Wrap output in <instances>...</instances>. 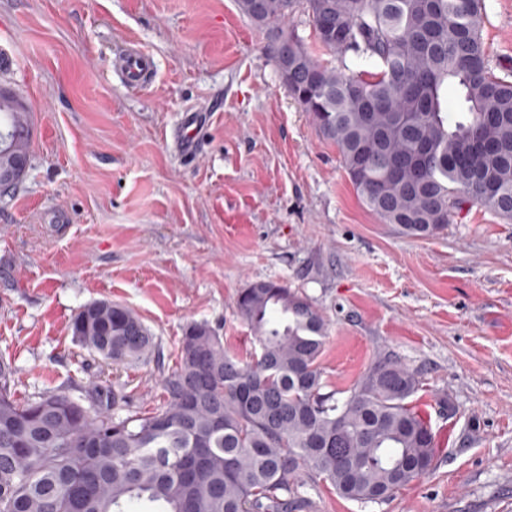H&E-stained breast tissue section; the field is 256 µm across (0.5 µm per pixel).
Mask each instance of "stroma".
Instances as JSON below:
<instances>
[{"mask_svg":"<svg viewBox=\"0 0 512 512\" xmlns=\"http://www.w3.org/2000/svg\"><path fill=\"white\" fill-rule=\"evenodd\" d=\"M482 8L489 64L512 81V0ZM268 43L235 0H0V54L14 55L0 86L33 128L29 167L0 196V357L16 395L102 379L151 412L184 327L209 323L246 358L237 296L276 282L324 317L329 386L350 387L384 352L419 370L439 446L385 502L308 482L311 512H512V221L467 204L428 237L384 223ZM127 44L153 58L146 87L112 67ZM193 108L207 119L187 159L176 138ZM106 298L142 319L159 360L114 366L75 342L74 313Z\"/></svg>","mask_w":512,"mask_h":512,"instance_id":"stroma-1","label":"stroma"}]
</instances>
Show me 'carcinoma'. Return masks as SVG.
I'll list each match as a JSON object with an SVG mask.
<instances>
[{
  "label": "carcinoma",
  "mask_w": 512,
  "mask_h": 512,
  "mask_svg": "<svg viewBox=\"0 0 512 512\" xmlns=\"http://www.w3.org/2000/svg\"><path fill=\"white\" fill-rule=\"evenodd\" d=\"M305 4L322 65L284 27ZM271 34L281 77L336 144L364 204L411 236L443 230L476 203L512 220V81L494 75L480 0H237ZM27 105L0 93V195L30 158ZM258 350L224 351L204 322L186 326L178 360L148 415L105 381L75 399L19 400L0 361V512H297L303 477L349 500L383 502L426 474L438 448L410 402L418 370L378 354L347 390L328 389L320 359L325 322L304 296L255 282L236 300ZM77 342L113 364L146 362L153 336L109 299L80 307Z\"/></svg>",
  "instance_id": "cac0c4a2"
}]
</instances>
